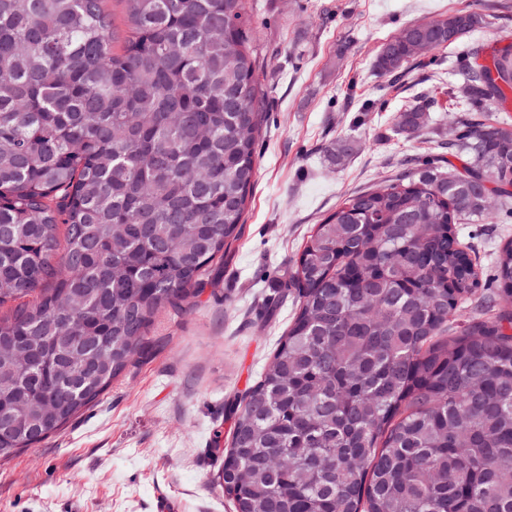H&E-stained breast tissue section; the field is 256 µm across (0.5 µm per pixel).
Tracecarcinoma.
Returning a JSON list of instances; mask_svg holds the SVG:
<instances>
[{
  "instance_id": "cac0c4a2",
  "label": "carcinoma",
  "mask_w": 512,
  "mask_h": 512,
  "mask_svg": "<svg viewBox=\"0 0 512 512\" xmlns=\"http://www.w3.org/2000/svg\"><path fill=\"white\" fill-rule=\"evenodd\" d=\"M0 0V459L95 403L241 231L265 109L249 0ZM487 25L403 28L383 74ZM453 146L347 197L288 280L297 309L238 402L218 479L235 512H512V297L454 226L512 198V52L464 74ZM428 106L396 117L415 133ZM512 282V242L495 259ZM472 315L456 322L459 304ZM104 9L112 16L118 44L128 30L127 5L123 0H103Z\"/></svg>"
}]
</instances>
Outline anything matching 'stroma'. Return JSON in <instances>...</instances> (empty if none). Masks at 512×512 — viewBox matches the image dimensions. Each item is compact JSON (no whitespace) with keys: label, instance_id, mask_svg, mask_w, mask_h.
Segmentation results:
<instances>
[{"label":"stroma","instance_id":"obj_1","mask_svg":"<svg viewBox=\"0 0 512 512\" xmlns=\"http://www.w3.org/2000/svg\"><path fill=\"white\" fill-rule=\"evenodd\" d=\"M254 53L267 94L258 174L242 233L219 277L183 309H165L151 352L92 406L36 447L0 460V512H234L218 479L214 430L231 434L229 406L275 353L293 303L268 310L315 224L346 197L426 162L462 168L448 147L451 116L465 100L466 66L512 48V0H250ZM459 10L488 25L396 75L374 68L380 45L406 26ZM436 107L419 133L395 118L419 98ZM349 145L338 155L339 145ZM497 290V251L512 241V210L457 227Z\"/></svg>","mask_w":512,"mask_h":512}]
</instances>
